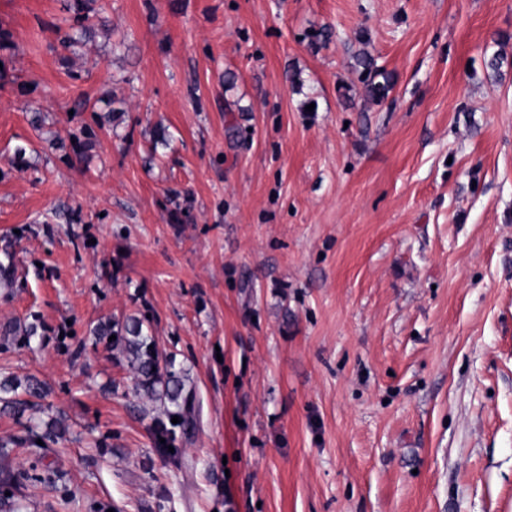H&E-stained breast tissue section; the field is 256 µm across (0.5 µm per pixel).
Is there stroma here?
I'll use <instances>...</instances> for the list:
<instances>
[{"label": "stroma", "mask_w": 512, "mask_h": 512, "mask_svg": "<svg viewBox=\"0 0 512 512\" xmlns=\"http://www.w3.org/2000/svg\"><path fill=\"white\" fill-rule=\"evenodd\" d=\"M73 2L0 0V326L42 325L0 335V373L44 382L69 426L10 453L0 498L512 512V69H483L512 0H101L65 49ZM104 112L87 163L51 146ZM129 315L191 370L178 469L91 334ZM358 64L364 75L363 85L366 96L374 103L385 102L393 88L388 73L379 68L375 60L367 54L358 58Z\"/></svg>", "instance_id": "1"}]
</instances>
